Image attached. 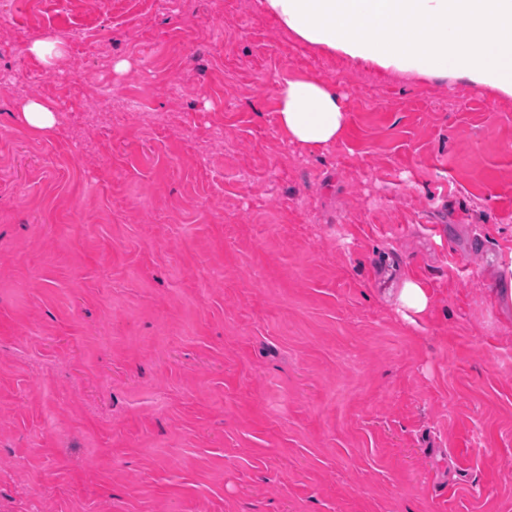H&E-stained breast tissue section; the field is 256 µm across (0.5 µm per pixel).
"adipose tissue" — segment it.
I'll return each mask as SVG.
<instances>
[{
    "mask_svg": "<svg viewBox=\"0 0 512 512\" xmlns=\"http://www.w3.org/2000/svg\"><path fill=\"white\" fill-rule=\"evenodd\" d=\"M281 28L311 46L394 73L467 78L512 97V0H260ZM285 141L320 153L343 136L348 112L331 81L275 87Z\"/></svg>",
    "mask_w": 512,
    "mask_h": 512,
    "instance_id": "adipose-tissue-1",
    "label": "adipose tissue"
}]
</instances>
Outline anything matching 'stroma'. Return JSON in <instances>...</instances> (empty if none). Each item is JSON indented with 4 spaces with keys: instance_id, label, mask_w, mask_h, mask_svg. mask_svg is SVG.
I'll return each mask as SVG.
<instances>
[{
    "instance_id": "1",
    "label": "stroma",
    "mask_w": 512,
    "mask_h": 512,
    "mask_svg": "<svg viewBox=\"0 0 512 512\" xmlns=\"http://www.w3.org/2000/svg\"><path fill=\"white\" fill-rule=\"evenodd\" d=\"M307 74L318 154L277 127ZM508 251L512 97L258 0H0V512H512ZM275 97L279 131L287 143L321 153L343 136L348 112L333 82L311 75L283 79ZM21 122L34 133H43L55 125V115L50 106L44 101L29 98L17 105ZM498 280L500 288H495L497 303L504 311H512V252L499 261ZM430 305L429 291L420 281L406 279L397 296V311L410 323L428 311Z\"/></svg>"
}]
</instances>
